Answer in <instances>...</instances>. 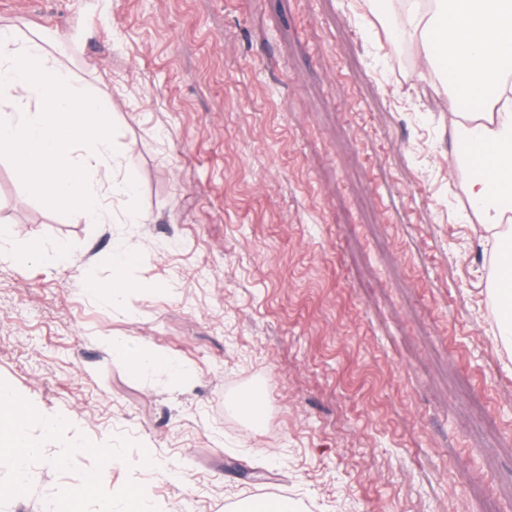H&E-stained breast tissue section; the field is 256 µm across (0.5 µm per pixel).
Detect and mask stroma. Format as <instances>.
Returning a JSON list of instances; mask_svg holds the SVG:
<instances>
[{
	"instance_id": "35a3bbf8",
	"label": "stroma",
	"mask_w": 512,
	"mask_h": 512,
	"mask_svg": "<svg viewBox=\"0 0 512 512\" xmlns=\"http://www.w3.org/2000/svg\"><path fill=\"white\" fill-rule=\"evenodd\" d=\"M361 2L0 0V25L41 35L105 103L148 217L84 223L0 157V227L28 244L0 258V381L38 410L26 490L0 512H66L92 470L82 512H121L143 482L183 512L261 493L297 512H512V349L448 101ZM117 238L140 256L120 313ZM50 243L61 266L35 253ZM107 336L164 348L192 382L132 370ZM256 386L259 433L230 407Z\"/></svg>"
}]
</instances>
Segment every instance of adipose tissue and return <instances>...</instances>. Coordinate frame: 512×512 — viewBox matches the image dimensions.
Masks as SVG:
<instances>
[{"mask_svg": "<svg viewBox=\"0 0 512 512\" xmlns=\"http://www.w3.org/2000/svg\"><path fill=\"white\" fill-rule=\"evenodd\" d=\"M369 13L388 21L394 41L421 42L422 69L448 80V162L463 167L464 194L495 247L512 241L503 229L512 214V0H367ZM0 154L11 157L34 194L89 224H142L114 204L135 186L113 149L106 106L72 78L36 39L19 40L0 28ZM107 346L139 372L164 374L171 390L184 389L190 372L167 352L132 337ZM33 416L12 389L0 383V455L16 469L0 487L4 498L25 487L34 448L25 430Z\"/></svg>", "mask_w": 512, "mask_h": 512, "instance_id": "1", "label": "adipose tissue"}]
</instances>
